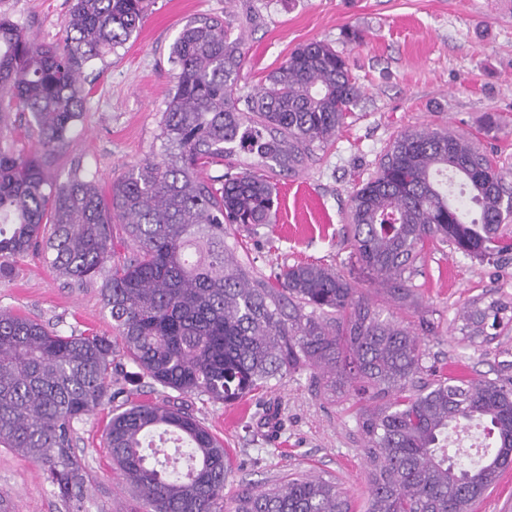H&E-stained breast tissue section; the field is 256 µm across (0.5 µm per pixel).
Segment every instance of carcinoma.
<instances>
[{"label":"carcinoma","mask_w":512,"mask_h":512,"mask_svg":"<svg viewBox=\"0 0 512 512\" xmlns=\"http://www.w3.org/2000/svg\"><path fill=\"white\" fill-rule=\"evenodd\" d=\"M150 4L72 0L60 46L0 17V278L36 256L71 288L98 284L116 332L63 335L0 309V447L87 512L75 424L112 402L117 357L136 366L132 382L225 403L324 364L358 393L387 398L358 412L372 465L367 512H472L512 467V380L421 384V340L382 319L345 275L297 263L253 279L226 241L231 224L273 223L270 176L325 150L356 106L360 88L330 44L298 45L242 97V37L228 21L191 19L169 53L178 76L160 122L166 159L133 167L107 198L86 175L45 172L43 155L84 110V69L123 46ZM14 114L37 130L42 154L19 146ZM233 157L238 171L200 177ZM348 223L352 257L404 299L436 242L486 260L512 252V162L473 133L406 129L354 191ZM462 319L469 341L488 337L512 324V302L476 299ZM472 426L481 447L450 448ZM106 444L142 512H351L339 481L311 476L224 495L229 453L182 407L132 403L112 414Z\"/></svg>","instance_id":"cac0c4a2"}]
</instances>
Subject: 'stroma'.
Here are the masks:
<instances>
[{
	"mask_svg": "<svg viewBox=\"0 0 512 512\" xmlns=\"http://www.w3.org/2000/svg\"><path fill=\"white\" fill-rule=\"evenodd\" d=\"M69 0H0V15L37 42L60 43ZM211 16L242 30L246 61L240 85L257 92L299 44L330 43L349 60L362 96L336 135L296 175L276 180V221L250 232L231 229L257 275L296 263L331 266L356 282L383 317L408 327L437 374L512 378V327L487 341H463L461 316L477 296H512V254L488 263L439 243L427 248L401 301L375 284L351 255L346 223L353 191L375 169L388 143L409 127L478 134L487 149L512 156V0H153L141 29L85 70L84 111L66 145L45 159L52 174L77 169L102 191L132 166L163 161L160 121L178 71L169 49L184 24ZM362 40H347V30ZM504 121L484 127L487 115ZM0 309L22 312L63 334H111L112 318L96 287L64 286L40 263H16L0 280ZM76 426V452L91 477L92 512H133L135 494L112 466L105 426L129 401H177L176 392L131 385ZM303 370L233 403L189 399L198 419L228 449L226 492L298 475L340 479L355 512H365L370 465L352 387L314 386ZM0 512H68L56 486L34 463L0 448Z\"/></svg>",
	"mask_w": 512,
	"mask_h": 512,
	"instance_id": "stroma-1",
	"label": "stroma"
}]
</instances>
